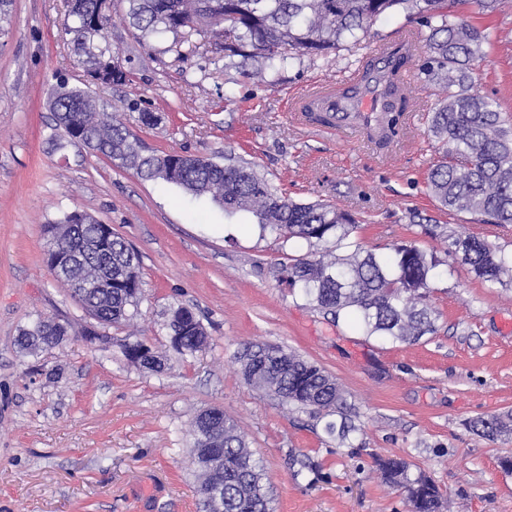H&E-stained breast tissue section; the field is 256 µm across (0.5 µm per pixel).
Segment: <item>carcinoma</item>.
<instances>
[{
	"label": "carcinoma",
	"instance_id": "obj_1",
	"mask_svg": "<svg viewBox=\"0 0 512 512\" xmlns=\"http://www.w3.org/2000/svg\"><path fill=\"white\" fill-rule=\"evenodd\" d=\"M104 0H76L68 9L65 32L76 62L90 78L105 84H123L127 71L112 55L102 31L110 12ZM127 17L144 37L173 35L179 56L196 53L190 37L204 29L224 27V56L260 58L270 68L289 59H320L340 45L359 42L386 15L404 9L413 12L429 30L423 45L424 82L439 88L441 97L431 115L430 134L439 145V157L429 169L427 185L440 208L484 216L493 224H512V119L498 103L477 87L476 63L485 55L489 34L463 21L450 19V8L461 0H223L224 11L208 9L210 0H126ZM51 138L61 145L86 149L114 161L144 181L173 184L193 197H212L229 214H252L260 235L273 234L285 242L304 241L312 251L268 273L287 284L315 309L348 319L366 336L389 342L415 344L436 332L429 305L432 281L444 261L413 242L393 246L389 255L364 251L357 240L358 219L322 203H300L279 193L255 166L241 157L220 163L202 156L150 152L127 125L109 111L111 105L92 97L88 89L60 82L51 90ZM102 229L92 215L74 210L56 224H47L46 255L70 254L73 267L53 278L65 284L71 297L103 329L142 315L144 300L140 260L120 236L100 245ZM461 264L475 277L492 285L512 287V249L474 234L447 235ZM336 248H349L336 255ZM112 271V287L99 282ZM163 329L176 339L169 348L188 359L205 347L203 324L178 303L169 305ZM53 319H38L22 329L19 347L38 355L57 348L62 339ZM255 344L244 345L238 356L247 385L277 397L314 418L332 415L346 406L344 391L324 368L281 346H266V354L252 359ZM125 359L142 368L162 367L159 353L135 339L121 345ZM477 435L496 439L512 434V415L479 417L471 423ZM338 447H353L350 435L361 431L347 414L344 422L325 423ZM222 436L214 449L217 465L208 471L200 457L192 464L200 479L202 512H272L267 475L253 457L234 420L221 414L203 427L195 420L191 447ZM380 478L405 493L410 512H439L441 496L429 477H411L402 458H380Z\"/></svg>",
	"mask_w": 512,
	"mask_h": 512
}]
</instances>
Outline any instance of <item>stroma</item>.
Listing matches in <instances>:
<instances>
[{"label": "stroma", "mask_w": 512, "mask_h": 512, "mask_svg": "<svg viewBox=\"0 0 512 512\" xmlns=\"http://www.w3.org/2000/svg\"><path fill=\"white\" fill-rule=\"evenodd\" d=\"M11 10L0 34V512H200L188 434L211 407L236 421L262 459L275 512H408L401 491L376 470V458L391 456L435 482L442 512H512V473L500 466L512 456V436L489 440L469 427L512 411V290L475 278L409 213L508 246L512 224L439 210L429 194L428 125L438 91L423 82L421 59L410 63L408 137L389 153L288 110L291 94L355 69L364 48L404 31L422 41L427 28L400 12L379 21L364 48L347 43L273 71L251 60L226 66L207 34L197 35V54L181 60L171 39L142 37L125 0H114L105 36L127 61L129 79L89 87L120 107L150 150L244 157L291 199L360 217L365 249L388 254L412 242L443 258L430 297L437 330L404 345L323 315L269 277L272 263L306 255L305 243L260 236L250 214H227L210 198L141 180L105 157L57 149L49 92L60 80L84 79L63 29L66 3L12 0ZM454 14L492 31L480 88L512 115V0L490 16L460 0ZM136 101L151 123L128 111ZM75 209L132 245L146 289L141 317L109 328L95 345L83 335L91 318L45 262L44 225ZM174 301L192 308L209 336L187 361L170 352L161 327ZM40 317L69 331L56 349L31 355L16 339ZM130 336L164 355L161 371L125 360L120 345ZM249 342L285 346L335 376L358 414L361 447H337L323 420L246 385L236 354ZM292 452L316 471L293 476Z\"/></svg>", "instance_id": "obj_1"}]
</instances>
